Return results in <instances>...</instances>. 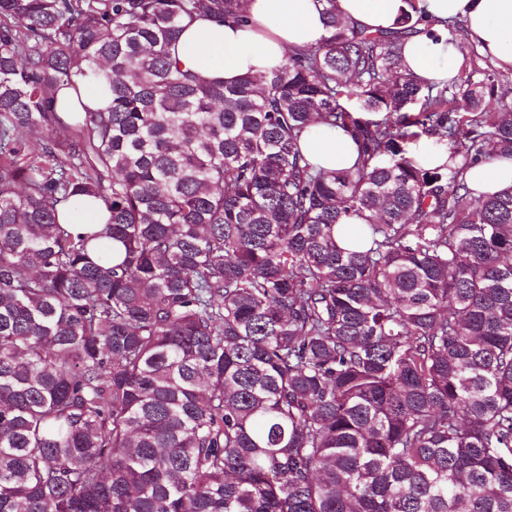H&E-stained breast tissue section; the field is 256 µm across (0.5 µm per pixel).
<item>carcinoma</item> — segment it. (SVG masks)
Here are the masks:
<instances>
[{
  "label": "carcinoma",
  "instance_id": "carcinoma-1",
  "mask_svg": "<svg viewBox=\"0 0 512 512\" xmlns=\"http://www.w3.org/2000/svg\"><path fill=\"white\" fill-rule=\"evenodd\" d=\"M320 2V45L226 85L171 47L245 0H0V512H512V190L466 182L512 91L463 43L410 73L415 0ZM74 76L110 102L66 122ZM403 0H337L339 15L349 24L368 31L396 28ZM460 56L457 47L443 39L438 43L425 33L410 36L405 41L404 64L418 78L442 81L452 77ZM300 144L303 153L316 168H349L358 157L357 144L351 138L321 124L313 126L311 133L306 134ZM108 217L107 205L98 199H91L80 207L69 202L58 209L59 223L71 224L78 232H86L89 224H104Z\"/></svg>",
  "mask_w": 512,
  "mask_h": 512
}]
</instances>
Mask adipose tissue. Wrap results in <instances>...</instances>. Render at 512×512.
<instances>
[{"label": "adipose tissue", "mask_w": 512, "mask_h": 512, "mask_svg": "<svg viewBox=\"0 0 512 512\" xmlns=\"http://www.w3.org/2000/svg\"><path fill=\"white\" fill-rule=\"evenodd\" d=\"M418 5L436 19H461L462 41L512 69V0H418ZM402 6V0H337L339 15L368 31L393 28ZM322 10L319 0H246L247 23L231 27L195 18L186 23L172 56L182 68L205 79L231 83L247 72L274 65L289 48L322 42L328 35ZM459 61L454 44L434 42L426 34L410 36L405 42L404 64L423 80L449 79ZM106 104V96L79 77L57 93V108L62 112L98 110ZM301 148L313 166L323 169L351 167L358 157L351 138L320 124L303 137ZM466 180L472 189L489 194L512 188V159L477 164Z\"/></svg>", "instance_id": "obj_1"}]
</instances>
